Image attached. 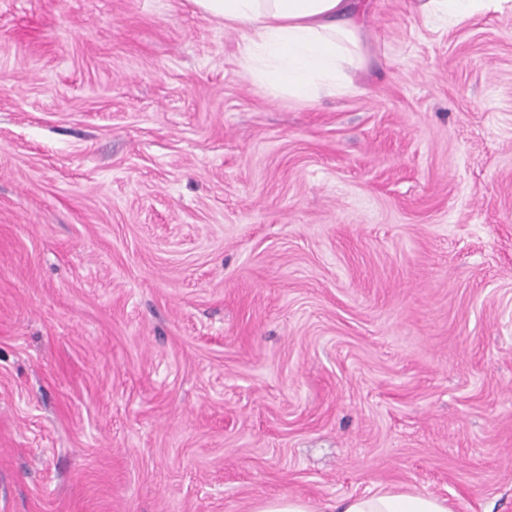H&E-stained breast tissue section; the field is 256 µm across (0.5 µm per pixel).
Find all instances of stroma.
<instances>
[{"label": "stroma", "mask_w": 512, "mask_h": 512, "mask_svg": "<svg viewBox=\"0 0 512 512\" xmlns=\"http://www.w3.org/2000/svg\"><path fill=\"white\" fill-rule=\"evenodd\" d=\"M360 4L303 103L192 0H0V512H512V9ZM492 0H415V10L427 23L459 24L489 8ZM330 508V512H453L447 499L399 489L346 496ZM253 512H314V510L308 500L284 495L259 501Z\"/></svg>", "instance_id": "stroma-1"}]
</instances>
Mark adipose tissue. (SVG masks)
I'll list each match as a JSON object with an SVG mask.
<instances>
[{
  "label": "adipose tissue",
  "mask_w": 512,
  "mask_h": 512,
  "mask_svg": "<svg viewBox=\"0 0 512 512\" xmlns=\"http://www.w3.org/2000/svg\"><path fill=\"white\" fill-rule=\"evenodd\" d=\"M202 13L241 31L242 65L271 95L302 102L350 90L367 48L358 0H193ZM491 0H415L425 22L459 24ZM333 512H453L446 499L382 489L337 500Z\"/></svg>",
  "instance_id": "ef3b65f1"
}]
</instances>
